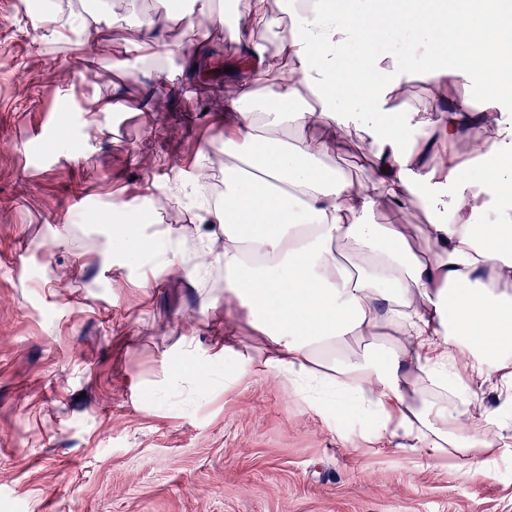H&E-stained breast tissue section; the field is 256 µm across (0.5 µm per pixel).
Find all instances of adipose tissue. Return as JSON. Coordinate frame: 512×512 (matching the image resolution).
<instances>
[{
    "mask_svg": "<svg viewBox=\"0 0 512 512\" xmlns=\"http://www.w3.org/2000/svg\"><path fill=\"white\" fill-rule=\"evenodd\" d=\"M479 20L436 13V0L345 19L339 0H303L272 32L268 0H248L256 41L224 97V204L202 210L224 250V309H247L261 338L242 374L282 373L315 392L319 408L366 419L376 438L399 435L431 460L491 463L512 447V0H472ZM466 29L459 65L430 80L477 83L481 104L459 98L396 112L389 101L412 70L372 52L387 32ZM360 48L356 68L346 59ZM281 60L277 73L267 55ZM476 128L468 159L455 145ZM313 137H305V130ZM377 148L364 182L324 166L350 135ZM491 159L478 179L472 158ZM421 199L428 223L377 224L391 204ZM123 229L160 266L199 276L170 230ZM435 247L420 259L415 232ZM496 380L500 405L486 406Z\"/></svg>",
    "mask_w": 512,
    "mask_h": 512,
    "instance_id": "ef3b65f1",
    "label": "adipose tissue"
}]
</instances>
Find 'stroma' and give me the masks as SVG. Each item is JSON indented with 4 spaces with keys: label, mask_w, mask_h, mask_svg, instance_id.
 I'll list each match as a JSON object with an SVG mask.
<instances>
[{
    "label": "stroma",
    "mask_w": 512,
    "mask_h": 512,
    "mask_svg": "<svg viewBox=\"0 0 512 512\" xmlns=\"http://www.w3.org/2000/svg\"><path fill=\"white\" fill-rule=\"evenodd\" d=\"M73 2L50 23L0 0V512H512L511 454L468 478L403 438L368 440L367 422L322 412L283 374L236 381L216 344L256 352L246 309L225 314L205 279L141 281L143 253L113 254L130 206L144 233L213 234L160 201L224 150L246 0L230 24L173 18L158 33L173 53L154 59L127 43L153 0H94L97 37L75 47ZM390 42L416 74L395 107L430 108L433 57ZM374 162L355 135L325 160L357 182Z\"/></svg>",
    "instance_id": "stroma-1"
}]
</instances>
